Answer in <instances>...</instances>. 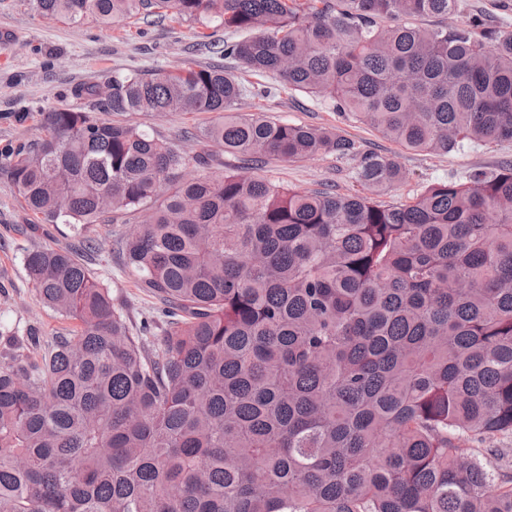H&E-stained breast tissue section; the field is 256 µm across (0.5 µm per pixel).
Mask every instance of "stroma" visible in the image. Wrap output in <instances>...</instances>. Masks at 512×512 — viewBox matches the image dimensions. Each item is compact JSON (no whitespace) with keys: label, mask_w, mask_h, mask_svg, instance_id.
Returning <instances> with one entry per match:
<instances>
[{"label":"stroma","mask_w":512,"mask_h":512,"mask_svg":"<svg viewBox=\"0 0 512 512\" xmlns=\"http://www.w3.org/2000/svg\"><path fill=\"white\" fill-rule=\"evenodd\" d=\"M223 27H197L166 16L146 23L134 18L103 25L87 21L68 25L37 15L30 0H0V152L41 134L39 115L55 107L87 109L88 100L73 98L74 84H100L112 72L134 69L181 70L213 63L206 43L221 42ZM242 112L261 113L291 123L334 128L360 141L365 148L394 157L405 173L394 200L420 193L424 186L441 180L463 179L481 172H493L512 161V141L472 144L445 153L409 150L383 137L353 116L328 109L316 99L288 90L269 98L243 102ZM214 120L209 112H166L140 114L134 121L148 132L177 143L189 157L185 170L192 177L200 172L220 175L241 167L233 155L223 164L200 169L196 155L211 152L200 133ZM193 140H183V132ZM351 162L331 155H319L297 162L269 160L261 175L292 188L358 191L351 177ZM134 224L95 225L89 232L97 249L85 260L97 277L112 291L132 326L156 316L157 300L141 288L126 267L119 251L121 238L129 236ZM73 241L63 224H43L22 207L15 187L0 178V332L14 336L46 339L58 335L66 321L37 296L23 265L24 251L41 245L64 247Z\"/></svg>","instance_id":"stroma-1"}]
</instances>
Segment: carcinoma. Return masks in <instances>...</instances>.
Wrapping results in <instances>:
<instances>
[{
	"label": "carcinoma",
	"instance_id": "1",
	"mask_svg": "<svg viewBox=\"0 0 512 512\" xmlns=\"http://www.w3.org/2000/svg\"><path fill=\"white\" fill-rule=\"evenodd\" d=\"M76 24L171 14L239 34L212 46L350 112L402 147L512 140V30L462 0H30ZM391 24H385V21ZM53 108L0 178L87 246L138 222L128 267L161 303L138 330L75 248L24 267L72 322L37 357L0 352V512H512V476L473 445L512 435V163L376 200L404 174L339 131L242 113L224 66L114 72ZM217 114L205 138L263 163L331 154L363 192L255 172L186 178L132 113Z\"/></svg>",
	"mask_w": 512,
	"mask_h": 512
}]
</instances>
